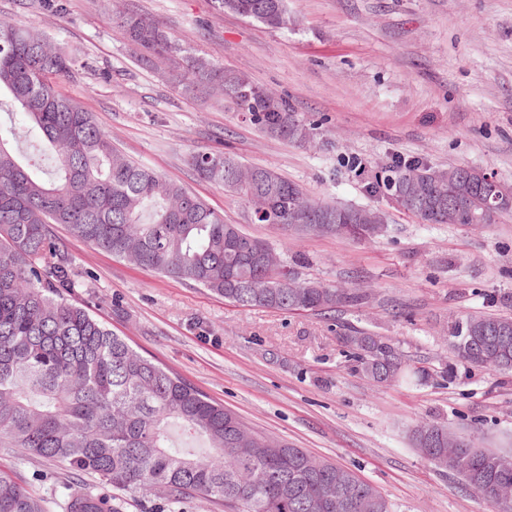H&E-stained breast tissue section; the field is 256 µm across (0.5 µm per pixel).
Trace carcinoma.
Returning a JSON list of instances; mask_svg holds the SVG:
<instances>
[{
    "label": "carcinoma",
    "instance_id": "carcinoma-1",
    "mask_svg": "<svg viewBox=\"0 0 512 512\" xmlns=\"http://www.w3.org/2000/svg\"><path fill=\"white\" fill-rule=\"evenodd\" d=\"M219 13H233L270 28L292 22L288 0H213ZM127 42L149 60L161 57L183 68L187 95L221 85L223 99L249 115L262 132L293 143L309 141L314 124L288 100L227 69L137 13L113 16ZM47 37L23 21H0V115L20 113L31 135L28 166L19 160L21 132L0 120V447L66 464L75 478L65 486L62 512H122L116 493L164 489L168 502L199 500L226 512H390L385 497L352 471L311 457L281 442L262 455L239 416L211 400L177 373L138 353L128 341L83 306L68 301L75 288L70 262L50 227L69 232L118 257L177 282L205 288L243 308L289 314L330 315L370 299L367 292L299 281L288 263L261 262L255 251L272 246L244 232L181 184L125 158L90 112L58 89L72 72L74 51L46 50ZM54 170L44 174L41 160ZM188 164L230 196H264L269 210L249 215L283 234L371 239L386 222L383 211L312 200L272 167H253L232 151H194ZM463 167L442 169L408 163L389 169L382 186L392 198L423 181L438 195L472 198ZM426 224L471 225L463 213L430 204L399 203ZM474 336L467 350L452 345L467 367L511 373L502 365L494 331L512 335L511 316L467 315L458 326ZM354 371L377 384L422 385L435 374L415 364L390 339L351 328L344 337ZM434 422L409 430V443L439 471L462 478L496 512L497 496L512 487V452L488 451L472 440L463 448H423ZM83 473L98 477L90 491ZM341 486L331 494L328 485ZM0 512H44L20 483L0 474Z\"/></svg>",
    "mask_w": 512,
    "mask_h": 512
}]
</instances>
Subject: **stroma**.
Listing matches in <instances>:
<instances>
[{"label":"stroma","mask_w":512,"mask_h":512,"mask_svg":"<svg viewBox=\"0 0 512 512\" xmlns=\"http://www.w3.org/2000/svg\"><path fill=\"white\" fill-rule=\"evenodd\" d=\"M0 0V19L35 24L77 51L60 88L91 112L125 156L183 184L226 223L280 247V232L198 179L194 149L228 146L271 166L315 200L384 211L381 236L356 242L300 237V278L373 291L338 317L242 309L223 297L141 269L51 232L71 260L70 302L87 307L141 354L234 411L251 430L351 469L391 512H493L459 476L437 471L407 430L439 421L477 432L485 447L512 436V374L457 369L442 386H373L343 357L347 327L385 336L421 365L454 363L448 328L468 314L512 316V215L469 226L425 224L386 192H370L396 161L494 172L512 188V0H290L294 24L273 29L212 0ZM127 9L159 21L226 68L284 95L317 122L311 144L263 135L228 104L183 95L145 64L112 22ZM0 473L58 503L70 473L0 448Z\"/></svg>","instance_id":"obj_1"}]
</instances>
